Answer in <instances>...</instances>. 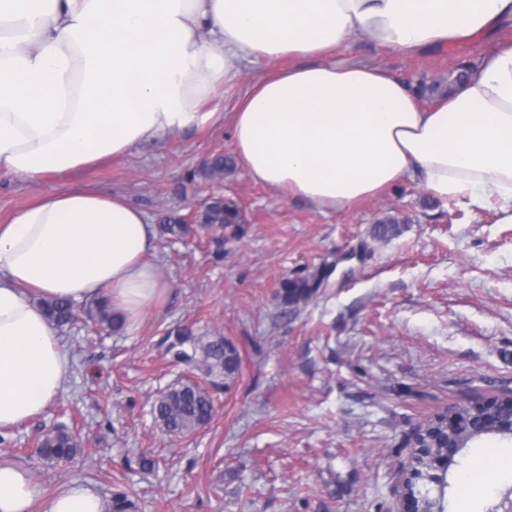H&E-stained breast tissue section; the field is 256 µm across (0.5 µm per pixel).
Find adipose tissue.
Masks as SVG:
<instances>
[{
    "label": "adipose tissue",
    "mask_w": 512,
    "mask_h": 512,
    "mask_svg": "<svg viewBox=\"0 0 512 512\" xmlns=\"http://www.w3.org/2000/svg\"><path fill=\"white\" fill-rule=\"evenodd\" d=\"M512 0H0V170L41 182L211 121L231 125L250 175L333 210L406 180L438 203L512 213ZM480 66L420 103L379 68L325 62L356 35L414 55L485 33ZM296 65L252 84L231 111L201 106L251 58ZM156 234L119 195L70 188L0 225V428L42 415L70 359L40 296L92 299L128 328L165 292ZM38 487L0 463V512H31ZM69 486L44 512H104Z\"/></svg>",
    "instance_id": "1"
}]
</instances>
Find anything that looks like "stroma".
Wrapping results in <instances>:
<instances>
[{"label": "stroma", "instance_id": "35a3bbf8", "mask_svg": "<svg viewBox=\"0 0 512 512\" xmlns=\"http://www.w3.org/2000/svg\"><path fill=\"white\" fill-rule=\"evenodd\" d=\"M487 47L475 37L403 56L356 36L334 60L446 90L459 65L478 67ZM291 63H243L237 83L217 87L204 111H229L246 87ZM219 152L234 153L229 127L205 125L40 184L0 173V224L61 188L124 196L154 225L212 195L236 201L245 220L238 238L196 223L180 239L157 234L151 260L167 290L135 329L104 330L87 315L92 301L78 302L77 322L61 335L72 360L65 390L41 417L0 430V461L26 468L46 497L89 486L105 512H118L121 499L126 512H396L398 473L426 421L512 394V223L441 205L414 182L323 210L240 164L219 181L192 178ZM388 219L396 233L376 236ZM319 273L320 288L285 311L282 281ZM180 329L232 340L236 379L176 359ZM187 378L208 389L215 411L204 428L170 435L153 407ZM55 425L79 437L75 458L41 456ZM499 448L512 449V437L460 452L450 503L467 490L477 512H490L512 489Z\"/></svg>", "mask_w": 512, "mask_h": 512}]
</instances>
